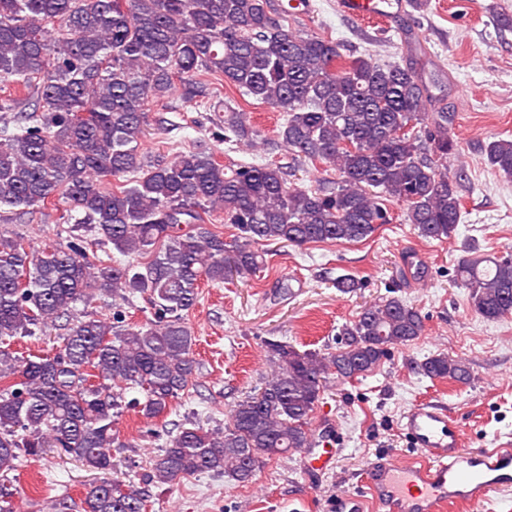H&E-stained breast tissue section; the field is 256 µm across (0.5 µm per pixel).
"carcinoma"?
<instances>
[{"instance_id": "obj_1", "label": "carcinoma", "mask_w": 512, "mask_h": 512, "mask_svg": "<svg viewBox=\"0 0 512 512\" xmlns=\"http://www.w3.org/2000/svg\"><path fill=\"white\" fill-rule=\"evenodd\" d=\"M216 74L243 97L285 114L268 138L248 113L224 107V143L286 150L336 174L312 187L287 182L274 162L224 165L213 148L148 160V104L164 111L174 90L211 109ZM0 211L34 215L66 206L56 238L38 249L0 235V477L48 450L112 470L117 421L127 409L163 414L197 373L183 313L202 283L222 284L264 266L258 246L357 242L391 223L387 202L427 240L461 223L454 113L437 105L417 63L345 55L340 42L293 32L268 0H0ZM486 161L512 178V139L483 145ZM118 185L106 189L103 179ZM224 214L234 242L208 227ZM87 224L99 245L140 266L89 260ZM455 283L486 320L512 315V253L464 255ZM101 293L152 318L68 322L79 301ZM66 320L51 352L11 351L16 341ZM420 311L391 297L364 306L338 332L336 348L299 351L268 340L274 370L239 401L222 429L186 419L150 462L143 481L171 483L216 473L247 483L276 457L314 448L309 419L332 379L373 372L392 348L422 335ZM429 378L466 383L469 367L445 354L416 364ZM140 489L119 478L91 485L84 512H147Z\"/></svg>"}]
</instances>
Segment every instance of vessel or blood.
Wrapping results in <instances>:
<instances>
[{
    "label": "vessel or blood",
    "mask_w": 512,
    "mask_h": 512,
    "mask_svg": "<svg viewBox=\"0 0 512 512\" xmlns=\"http://www.w3.org/2000/svg\"><path fill=\"white\" fill-rule=\"evenodd\" d=\"M406 8V0H336L337 11L350 19H392ZM399 428L409 447L420 452V460L385 456L368 468L363 493H337L330 512H364L370 502L381 512H443L455 503L480 506L512 487V444L466 448L459 422L445 403L413 402ZM319 444L305 465L312 474L328 473L336 465L339 439L325 434Z\"/></svg>",
    "instance_id": "b4317fda"
}]
</instances>
